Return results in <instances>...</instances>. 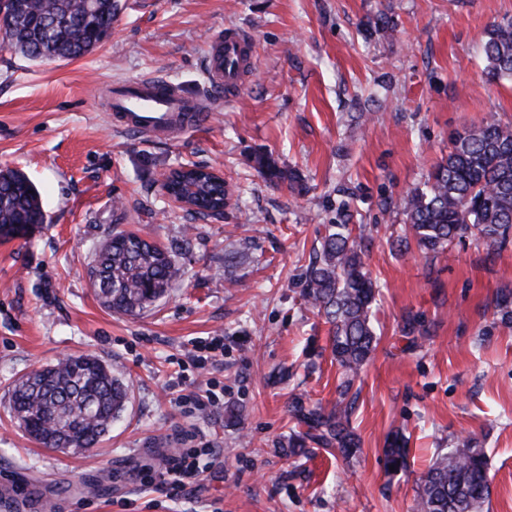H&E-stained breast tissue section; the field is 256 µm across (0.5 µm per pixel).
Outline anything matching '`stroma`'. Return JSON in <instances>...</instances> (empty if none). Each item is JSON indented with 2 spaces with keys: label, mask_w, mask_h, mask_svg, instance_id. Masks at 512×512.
Wrapping results in <instances>:
<instances>
[{
  "label": "stroma",
  "mask_w": 512,
  "mask_h": 512,
  "mask_svg": "<svg viewBox=\"0 0 512 512\" xmlns=\"http://www.w3.org/2000/svg\"><path fill=\"white\" fill-rule=\"evenodd\" d=\"M112 35L74 61L34 62L0 48V169L22 170L46 223L0 239V512H419L418 491L441 448L468 436L488 459L483 512H512V324L494 314L512 289V248L453 242L437 258L392 242L400 196L447 154L449 136L489 114L512 121V82L490 81L481 52L512 0H121ZM385 17L386 28L375 25ZM232 26L250 34L251 73L225 96L206 55ZM163 79L204 103L207 123L181 135L113 129L103 101L116 81ZM272 154L298 175L274 186L251 158ZM196 163L223 172L222 215L175 206L161 183ZM345 206L369 235L365 267L380 287L372 360L355 379L357 453L308 444L284 454L294 398L332 408L342 371L330 326L301 276L325 225ZM135 231L173 257L166 295L134 317L99 300L89 268L101 244ZM431 328L411 349L406 314ZM224 339V365L170 360L196 337ZM71 355L109 364L128 387L124 411L96 448L49 449L12 417L11 389ZM215 380L219 404L180 412L183 388ZM409 439L408 466L387 470L388 438ZM193 432L224 450L206 490L174 503L145 489L141 466Z\"/></svg>",
  "instance_id": "1"
}]
</instances>
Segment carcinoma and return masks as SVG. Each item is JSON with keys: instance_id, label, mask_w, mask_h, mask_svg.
<instances>
[{"instance_id": "obj_1", "label": "carcinoma", "mask_w": 512, "mask_h": 512, "mask_svg": "<svg viewBox=\"0 0 512 512\" xmlns=\"http://www.w3.org/2000/svg\"><path fill=\"white\" fill-rule=\"evenodd\" d=\"M8 22L0 41L31 61H73L84 57L108 37L120 11L119 0H7ZM490 80H512V20L491 24L483 38ZM258 174L281 185L293 177L268 155L255 157ZM193 187L201 201L199 214H218L224 188L199 167L174 170ZM405 215L397 245L410 244L437 257L455 240L473 239L494 256L512 246V123L491 115L451 136L448 154L430 170L422 185L399 202ZM329 224L315 259L306 268L303 298L331 325L330 347L346 376L341 395L371 360L377 336L373 324L378 285L363 262L367 238L353 233L349 214ZM46 214L40 193L20 170L0 171V230L5 238H22L43 224ZM91 279L105 307L136 316L165 295L177 269L172 250L149 242L137 232L113 235L98 251ZM495 315L512 323V290L496 295ZM402 336L415 345L427 330L407 316ZM127 388L101 360L70 356L22 377L11 394L12 409L29 436L46 448L87 451L97 446L124 408ZM290 413L298 430L288 437V453L296 455L312 442L349 456L359 447L350 428L352 403L341 401L327 411L309 408L301 399ZM407 440L394 437L385 450L386 464L405 466ZM490 480L484 451L470 438H456L437 454L419 491L421 512H481Z\"/></svg>"}]
</instances>
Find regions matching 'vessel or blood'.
<instances>
[{"mask_svg":"<svg viewBox=\"0 0 512 512\" xmlns=\"http://www.w3.org/2000/svg\"><path fill=\"white\" fill-rule=\"evenodd\" d=\"M251 40L236 28H225L207 56L212 82L225 94L240 89L250 71ZM107 111L115 128L143 136L173 137L205 122L208 113L165 81L140 78L113 83Z\"/></svg>","mask_w":512,"mask_h":512,"instance_id":"1","label":"vessel or blood"}]
</instances>
